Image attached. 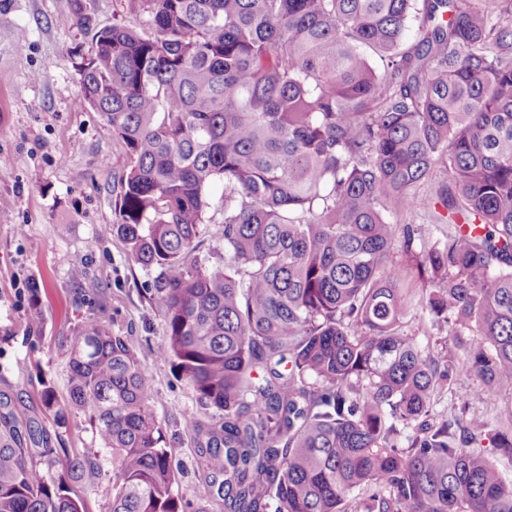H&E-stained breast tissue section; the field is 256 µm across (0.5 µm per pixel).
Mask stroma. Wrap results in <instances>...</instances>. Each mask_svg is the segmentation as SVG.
Here are the masks:
<instances>
[{"label":"stroma","instance_id":"1","mask_svg":"<svg viewBox=\"0 0 512 512\" xmlns=\"http://www.w3.org/2000/svg\"><path fill=\"white\" fill-rule=\"evenodd\" d=\"M101 27H140L145 14L131 0H82ZM72 0H0V391L33 412L41 393L68 394L69 351L64 341L83 322L103 318L113 333L140 350L152 374L154 412L177 475L175 493L186 512H221L198 469L187 430L190 419L214 423L171 362L156 359L166 327L151 286L156 270L131 261L112 226L126 169L125 151L81 90L80 63L92 51L93 33L72 24ZM448 177L438 169L414 191L412 210L396 213L426 246H444L449 227L437 219L434 197ZM223 183L210 188L213 204L196 250L207 263L220 262L224 246L218 203ZM81 275H74V268ZM39 291H32V284ZM467 406L450 393L435 400L434 413L448 418L467 412L494 428L512 419V383L486 394L481 381L460 376ZM51 447L90 452L101 466L99 481L83 488L85 512H111L112 459L95 439L87 416L71 413L66 425L45 422Z\"/></svg>","mask_w":512,"mask_h":512}]
</instances>
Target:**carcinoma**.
<instances>
[{
	"label": "carcinoma",
	"mask_w": 512,
	"mask_h": 512,
	"mask_svg": "<svg viewBox=\"0 0 512 512\" xmlns=\"http://www.w3.org/2000/svg\"><path fill=\"white\" fill-rule=\"evenodd\" d=\"M144 29L97 27L81 67L122 144L113 230L152 285L198 402V467L224 512H512V430L439 419L458 369L512 382V0H142ZM418 39L405 45L411 18ZM437 204L482 232L403 249L441 280L414 308L387 264L397 225L436 169ZM224 183V263L193 255ZM466 336V356L448 336ZM68 398L112 455V512H185L147 365L101 318L65 337ZM39 417L0 392V512H85L89 452L40 447ZM60 466L52 485L34 460ZM407 332L418 336L417 340L422 348H427L428 342L430 345L433 344L434 338L429 336H436V330L431 328V323L425 310L416 305V309L412 312L408 322L404 328Z\"/></svg>",
	"instance_id": "cac0c4a2"
}]
</instances>
